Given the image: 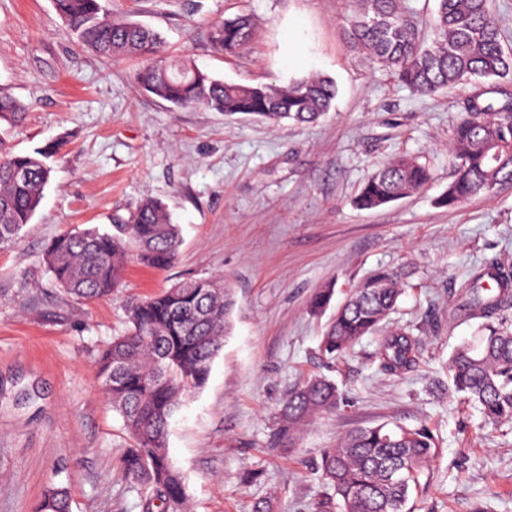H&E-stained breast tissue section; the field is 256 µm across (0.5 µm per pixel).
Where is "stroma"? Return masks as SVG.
Returning <instances> with one entry per match:
<instances>
[{"mask_svg": "<svg viewBox=\"0 0 512 512\" xmlns=\"http://www.w3.org/2000/svg\"><path fill=\"white\" fill-rule=\"evenodd\" d=\"M103 2L159 31L168 56L217 78L285 85L320 74L338 93L308 126L175 110L136 90L137 59L108 62L80 45L51 0H0V90L26 107L0 122V134L19 154L55 149L33 219L0 247V512H35L60 484L70 512H145L144 490L121 468L130 441L102 393L97 358L124 333L131 299L204 278L224 279L233 306L208 380L185 396L168 436L192 512H253L263 500L274 512H312L326 493L320 449L385 421L429 426L438 441L414 512H512V425H484L447 392L452 351L478 326L465 281L491 262L512 264V186L451 210L435 203L452 178L448 140L469 86L412 95L354 49L348 0ZM240 13L255 16L256 36L228 55L210 28ZM399 155L429 166L431 182L357 209L367 179ZM147 197L179 226L174 263L153 269L133 255L111 297L62 295L43 260L49 242L111 230ZM381 266L410 273L389 320L420 340L416 369L402 375L381 370L379 333L326 362L319 342L331 314L309 309L325 287L340 304ZM314 375L336 382L340 406L309 421L295 450L271 451L280 403ZM22 387L38 389L35 405L13 404Z\"/></svg>", "mask_w": 512, "mask_h": 512, "instance_id": "35a3bbf8", "label": "stroma"}]
</instances>
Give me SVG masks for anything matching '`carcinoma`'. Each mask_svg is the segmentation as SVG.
<instances>
[{
    "instance_id": "carcinoma-1",
    "label": "carcinoma",
    "mask_w": 512,
    "mask_h": 512,
    "mask_svg": "<svg viewBox=\"0 0 512 512\" xmlns=\"http://www.w3.org/2000/svg\"><path fill=\"white\" fill-rule=\"evenodd\" d=\"M349 39L399 84L431 97L454 84L471 85L467 107L451 133L454 176L438 204L454 209L480 195L512 185V93L503 104L489 98L488 80L512 84V51L502 43L491 0H436L429 32L420 28L409 0H353ZM54 8L84 47L107 59L135 57L139 91L175 108L198 106L227 117L256 116L314 124L336 98L335 82L312 76L286 86L216 80L187 59L166 56L163 38L139 23L116 19L102 0H53ZM257 21L239 14L213 23L212 44L227 54L247 48ZM18 100L0 92V120L20 117ZM49 151L17 154L0 138V246L16 241L30 223L48 183ZM430 169L410 156H397L366 181L354 200L374 210L424 188ZM116 232L91 227L56 237L45 251L54 283L72 298L91 301L113 295L127 263V247L145 264L163 269L176 259L179 228L165 210L144 200ZM406 273L380 268L364 278L336 310L320 339L321 354L336 360L366 336L380 331L404 293ZM470 315L482 319L473 339L462 341L448 360L449 389L477 407L485 422H512V326L501 311L512 305V271L492 264L466 283ZM232 299L224 282L195 279L127 304L126 332L112 338L97 363L102 390L123 419L134 446L122 455L132 483L149 490L147 512H187L185 478L167 453L170 421L183 397L206 383L213 359L230 330ZM418 341L393 331L379 352L381 369L400 374L417 361ZM342 395L326 376L294 388L278 409L269 448L297 447L299 431L312 418L331 412ZM439 448L432 431L392 422L354 429L334 448L321 451L315 469L332 494L314 512H412V490ZM36 512H70L64 486L48 489Z\"/></svg>"
}]
</instances>
